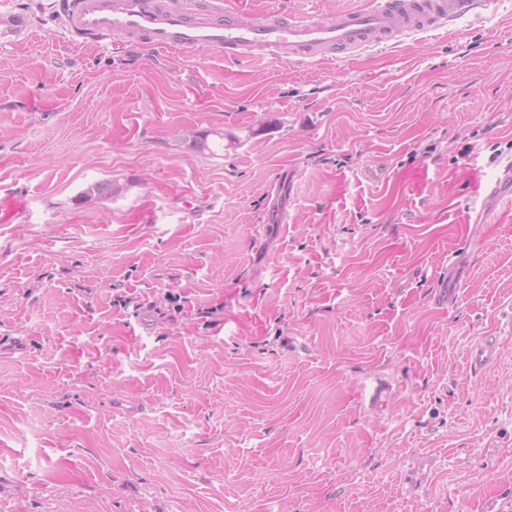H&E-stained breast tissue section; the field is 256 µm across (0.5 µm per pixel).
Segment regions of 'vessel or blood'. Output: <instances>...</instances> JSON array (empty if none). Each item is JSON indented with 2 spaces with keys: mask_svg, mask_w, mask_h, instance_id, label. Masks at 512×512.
I'll list each match as a JSON object with an SVG mask.
<instances>
[{
  "mask_svg": "<svg viewBox=\"0 0 512 512\" xmlns=\"http://www.w3.org/2000/svg\"><path fill=\"white\" fill-rule=\"evenodd\" d=\"M495 0H371L368 7L329 16L263 12L243 16L224 0H60L62 25L79 44L109 42L142 52L216 51L240 60L270 57L305 63L336 60L370 47H387L422 32L447 29Z\"/></svg>",
  "mask_w": 512,
  "mask_h": 512,
  "instance_id": "obj_1",
  "label": "vessel or blood"
}]
</instances>
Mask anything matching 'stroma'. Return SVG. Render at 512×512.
Returning <instances> with one entry per match:
<instances>
[{"mask_svg":"<svg viewBox=\"0 0 512 512\" xmlns=\"http://www.w3.org/2000/svg\"><path fill=\"white\" fill-rule=\"evenodd\" d=\"M510 162L512 0L306 65L0 0V512H512Z\"/></svg>","mask_w":512,"mask_h":512,"instance_id":"35a3bbf8","label":"stroma"}]
</instances>
